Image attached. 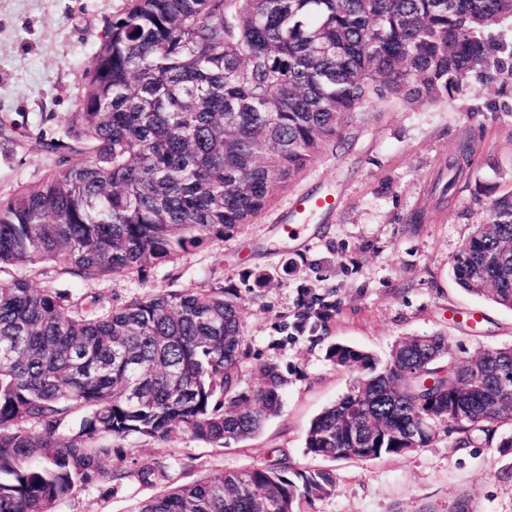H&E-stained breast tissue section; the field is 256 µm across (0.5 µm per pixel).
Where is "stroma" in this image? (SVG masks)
<instances>
[{"label": "stroma", "mask_w": 512, "mask_h": 512, "mask_svg": "<svg viewBox=\"0 0 512 512\" xmlns=\"http://www.w3.org/2000/svg\"><path fill=\"white\" fill-rule=\"evenodd\" d=\"M126 0H0V198L48 172L81 163L79 154H49L36 136L60 138L77 111L96 51ZM493 91L471 85L435 103L370 102V117L328 146L288 183L275 187L252 223L223 240L152 268L142 279L83 283L45 268L0 269V282L27 278L36 288L103 294L120 305L162 289H230L245 328L241 384L259 385L252 367L278 365L288 376L280 414L255 437L216 447L175 432L165 443L117 441L103 469L123 471L112 486L89 485L53 512H129L167 487L227 471L288 464L327 471L333 492L305 512H512V448L464 447L441 427L428 446L372 460L315 457L305 448L314 417L341 398L356 377L327 357L342 343L387 359L403 338L436 333L464 361L490 347L512 346V310L473 296L453 276V258L488 213L486 185L512 190V114L486 108ZM473 165L451 202L437 204L434 185L462 145ZM329 194L336 207L300 233L286 217L301 196ZM421 223H412L416 212ZM265 285L248 289L246 272ZM329 295L334 316L313 331L293 328L303 293ZM159 461L164 475L142 482L136 463Z\"/></svg>", "instance_id": "35a3bbf8"}]
</instances>
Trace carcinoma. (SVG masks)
<instances>
[{"label":"carcinoma","instance_id":"obj_1","mask_svg":"<svg viewBox=\"0 0 512 512\" xmlns=\"http://www.w3.org/2000/svg\"><path fill=\"white\" fill-rule=\"evenodd\" d=\"M512 0H126L112 19L66 138L52 153L85 157L0 199V266L62 262L82 282L142 277L266 207L287 182L367 113L371 100L452 99L491 86L512 113ZM470 145L448 160L445 196L468 175ZM461 288L512 309V191L494 198L453 262ZM304 331L336 303L311 293ZM244 327L224 291L160 290L114 305L22 279L0 282V512H51L82 486L112 484L100 459L130 436L179 429L222 447L277 416L288 377L257 363L241 387ZM441 335L412 336L390 360L334 343L358 375L312 421L307 453L401 455L453 422L460 444L491 441L512 401L482 406L512 349L474 370ZM434 385L428 387L425 380ZM330 473L256 466L182 484L130 512H304Z\"/></svg>","mask_w":512,"mask_h":512}]
</instances>
